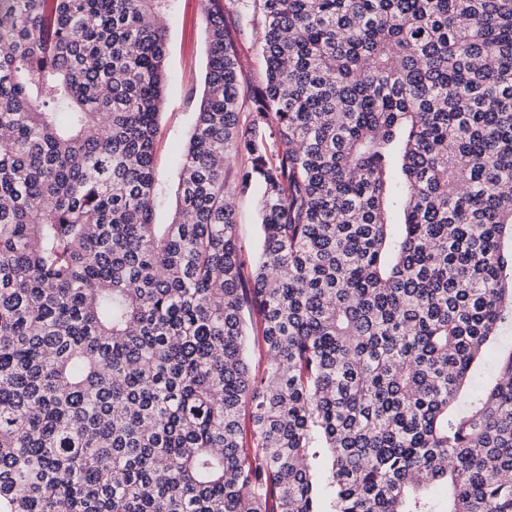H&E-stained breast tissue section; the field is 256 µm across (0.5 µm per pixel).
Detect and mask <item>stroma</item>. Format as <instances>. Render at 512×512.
Wrapping results in <instances>:
<instances>
[{
    "instance_id": "stroma-1",
    "label": "stroma",
    "mask_w": 512,
    "mask_h": 512,
    "mask_svg": "<svg viewBox=\"0 0 512 512\" xmlns=\"http://www.w3.org/2000/svg\"><path fill=\"white\" fill-rule=\"evenodd\" d=\"M226 32L233 41L243 74L242 98H249L252 87L262 79L258 55L261 30L250 19L235 12L224 16ZM165 68L167 82L164 105L159 117L156 169L166 187V197L158 206L154 221L171 223L175 210L176 165L185 151L193 130L197 104L205 90L208 28L201 0H177V9L166 21ZM242 157L231 156L225 165L229 188L235 189L236 233L245 257L257 254L260 245V203L257 193H238Z\"/></svg>"
}]
</instances>
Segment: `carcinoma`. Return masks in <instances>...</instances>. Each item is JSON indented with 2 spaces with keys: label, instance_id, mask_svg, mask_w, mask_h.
<instances>
[{
  "label": "carcinoma",
  "instance_id": "1",
  "mask_svg": "<svg viewBox=\"0 0 512 512\" xmlns=\"http://www.w3.org/2000/svg\"><path fill=\"white\" fill-rule=\"evenodd\" d=\"M174 3L0 0V512H512V0H204L156 224ZM201 1L177 0L176 11L166 20L167 82L156 146V169L166 197L156 209V224L172 222L176 165L188 144L194 112L205 90L208 28ZM224 23L226 32L235 45L244 78L240 93L243 103L241 115L244 118L251 106L249 101L251 89L263 77L261 60L257 50L260 44L261 30L250 19L239 16L231 10L225 14ZM225 165L226 180L229 189L234 192L236 212V233L245 258H251L258 252L260 245V203L257 193L241 194L237 188L238 174L245 160L240 155H231Z\"/></svg>",
  "mask_w": 512,
  "mask_h": 512
}]
</instances>
